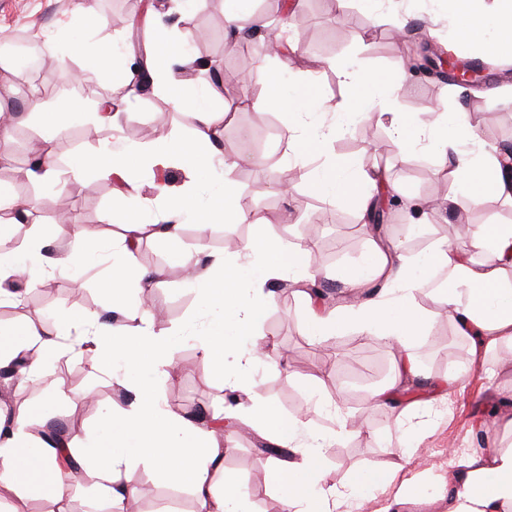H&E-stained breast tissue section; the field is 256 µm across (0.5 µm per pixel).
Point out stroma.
<instances>
[{"instance_id": "obj_1", "label": "stroma", "mask_w": 512, "mask_h": 512, "mask_svg": "<svg viewBox=\"0 0 512 512\" xmlns=\"http://www.w3.org/2000/svg\"><path fill=\"white\" fill-rule=\"evenodd\" d=\"M78 0H0V41L25 33L47 41L49 48L41 67L35 71L0 70V99L25 109L32 88H39L44 100L58 101L61 94L57 61L69 44L89 37L111 45L128 66L136 64L132 36L142 47L150 45L146 22L152 0H92L103 23L95 30L82 24ZM248 11L261 15L270 24H286L291 34L287 50L266 56L251 52L258 36L243 34L238 48L228 45L224 24V0H193L183 6L172 0L165 8V20L190 58L213 61L219 81L217 109L233 104L230 123L217 131L221 153H233L240 161L233 173L243 192L239 209L263 216L260 224L223 223L199 229L194 215H186L177 238L157 237L151 230L141 235L136 261L140 268L158 271L148 294L154 307L164 309L173 332L177 358L191 356L192 370H175L169 379L157 382V392L171 413L190 418L194 407L208 413L203 427L222 420L216 438L223 442L224 470L234 473L245 499L246 512H285L280 492L267 477L268 457L262 443L268 434L249 422L244 398L224 386L223 373L204 365L195 344L198 336L214 325L213 316L199 304L195 292L182 275L181 253L197 251L200 264L211 255L228 252L233 240L256 237L288 239L303 249L317 252L319 264L328 271H341L360 263L373 247L371 234L363 227L355 202L329 201L312 187L316 158H297L288 147L282 111L256 113L254 105L263 99L270 74H277L284 88L294 89L303 79L317 82L326 97H333V83L342 71L356 70L383 78L402 71L399 92L402 112L433 122L442 111L467 113L480 144L487 150L512 147V96L502 94L504 84H512V58L487 60L479 45L459 46L453 42L452 24L446 0H349L345 16H338L336 0H245ZM381 10L383 25L372 22L374 10ZM452 46L459 59L483 69L479 88L453 85L428 72L406 67L408 59L422 61L427 46ZM77 99L84 106L82 119L49 144L51 158L61 185L54 188L20 176L35 148L40 147L39 130L33 121H16L12 128L9 165H0V183L11 186L23 197L39 203L36 226H23V237L40 231L46 241L45 254L55 259V242L62 231L53 218L58 208L69 209L74 224L90 232L82 245L89 262L85 274L71 277L46 270L44 289L30 295L25 308L0 311V326L26 321L51 330L59 348L48 361L49 382L58 394L47 399L48 384L16 388L0 375V404L4 407H39L43 423L63 424L73 446H87L103 427L109 412L127 409L133 391L153 381L145 370L125 371L116 366L115 377L101 372L95 347L76 348L72 342L78 328L74 313L85 309L103 310L110 299L104 288L108 274L100 254L120 236L126 221L123 199L109 183L87 172L73 174L75 156L95 151L109 142L122 148L128 141L126 130L140 126L194 138L199 123L192 110L176 111L164 96L150 91L128 94L125 87L104 77L86 83ZM118 104L115 123L94 121L99 100ZM330 154L363 158L376 167L394 152V141L383 122L354 118L343 124L329 143ZM390 183L378 187L377 208L382 213V237L412 257L426 252L436 241L446 240L480 260L471 248L469 233L456 216L466 213L472 224H511L512 205L489 200L472 204L463 194L449 196L441 156L417 148L411 161L395 163L389 170ZM434 200L435 211L415 224L414 204ZM111 211V223L100 216ZM317 287L321 296L314 306L331 310L345 304L350 293L335 280L317 283L274 279L268 284L275 294L261 331L267 337L275 363L257 362L253 375L270 403L288 417L305 423L307 429L321 430L333 422L323 405L338 407L349 422L345 433L325 451L324 481L339 487L348 485L360 470H395L392 484L384 490L347 498L339 512H447L449 457H462L477 448H512V366L503 365L501 354L491 351L473 355L470 341L459 334L443 304L428 291L418 292L416 303L426 314L428 333L411 340L419 375L400 386L389 405H373L371 394L393 374L396 358L385 344L367 343L353 330L320 341L304 333L310 305L303 291ZM462 373L455 387H448V375ZM433 401L430 420L415 418L398 425L397 408L408 402ZM426 487L425 496L398 502L403 483ZM138 512H198L192 486L174 484L151 467L139 470ZM6 512H109L108 505L92 493L88 483L70 481L62 499L32 494L5 502Z\"/></svg>"}]
</instances>
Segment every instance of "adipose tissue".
Here are the masks:
<instances>
[{"label": "adipose tissue", "instance_id": "obj_1", "mask_svg": "<svg viewBox=\"0 0 512 512\" xmlns=\"http://www.w3.org/2000/svg\"><path fill=\"white\" fill-rule=\"evenodd\" d=\"M487 1L490 0H448V11L458 43H471L487 29H495L496 38L484 53L496 57L505 47H512V0H491L495 3L491 9L487 8ZM152 26L154 49L147 66L153 88L174 109L188 107L194 111L201 125L195 141L161 135L135 157L105 144L95 152L75 157L74 171H90L105 181L124 180L133 170L151 171L166 166L171 159L192 167L213 151L208 132L218 114L210 105L209 95L204 92L187 96L173 89L169 72L172 67L186 66L190 59L178 48L162 17H155ZM72 52L81 58L82 67L80 71H72L67 59L59 58L62 82H70L77 74L85 80L105 74L112 82L123 85L134 80L133 73L116 62L111 46L86 41L76 44ZM344 77L348 91L333 102L323 99L317 85L288 94L276 77H269L267 93L256 109L287 112L288 141L301 156L323 155L326 145L341 127L343 117L390 115L396 155L401 161H409L421 141L429 140L447 156L453 185L462 186L473 204L489 199L512 204V175L503 172L499 154L459 149L461 140L474 143L479 140L465 113L444 112L434 123L425 125L399 113L394 95L382 93L380 86L364 93L358 89V73L348 71ZM30 108L38 119L40 136L45 142L60 136L82 111L81 104L74 100L47 111L42 109L37 96L33 97ZM236 166L232 156H225L224 189L205 203L201 202L197 189L186 187L175 192L168 183L159 182L157 190L165 207L154 224L155 235L177 237L181 219L189 212L197 216L204 229L231 220L261 223V216L233 206L240 192L233 177ZM377 183V178L364 172L357 158L333 159L330 166L317 169L313 177L317 193L356 201L366 214L376 206ZM142 229L140 220L128 219L124 234L107 257L111 270L108 284L111 308L133 322L128 339L115 342L109 321L99 311L84 310L74 314L72 320L83 327L87 341L98 350L166 377L174 364L172 345L167 335L157 330L155 316L146 301L129 297L130 290L138 287L142 278L133 261V246ZM472 245L483 253V260L467 259L444 242L434 243L418 261L375 251L361 265L341 274L340 279L350 288L379 280L396 287V296L387 300L370 299L327 314L310 312L305 334L331 338L352 323L362 338L381 339L395 345L404 354L403 367L391 386L380 392L382 400H390L393 388L404 385L416 373L413 359L408 355L410 340L426 333L427 320L416 305L415 294L424 289L428 275L442 267L448 271V285L435 289L434 294L454 314L461 331L471 337L473 354L512 346V281L504 277L506 270L512 268V225L482 226L474 233ZM41 248L40 239L35 237L25 251V260L0 252V306L16 301L15 293L6 287L7 281L24 277L32 283L37 281ZM180 262L195 268L191 283L201 305L224 314L211 333L197 339L204 359H213L218 351L233 357L234 367L225 375L228 387L248 396L247 411L253 422L295 455L294 461L288 463L271 460L268 468L269 478L277 484L288 512H336L346 496L345 490L322 487L321 481L325 450L335 441L338 430L345 428V421H338L336 429L329 432L305 434L301 421L283 416L263 398L253 377V366L264 357L266 348L259 326L273 304L272 295L264 291L265 283L276 276L313 279L321 276V268L315 265L309 252L265 238L248 240L236 252L215 256L210 266L202 270L196 269L192 253L182 254ZM244 336L249 339L245 346L240 343ZM55 348L56 342L47 330L32 323L0 330V370L9 368L18 355L29 354L33 360L24 370V378L30 382L40 380L44 376L42 357ZM34 423L30 409H18L7 433L0 436V502L34 492L63 496L67 488L65 464L71 458L92 478L114 512H128L136 499L137 473L143 464L159 469L173 482L192 485L201 512H243L237 479L233 474L220 472L224 450L213 432L165 410L153 386L139 387L129 409L112 414L106 422L104 436L79 452L48 444L34 432ZM449 480L458 489L448 496V512H512V449L473 451L457 461Z\"/></svg>", "mask_w": 512, "mask_h": 512}]
</instances>
